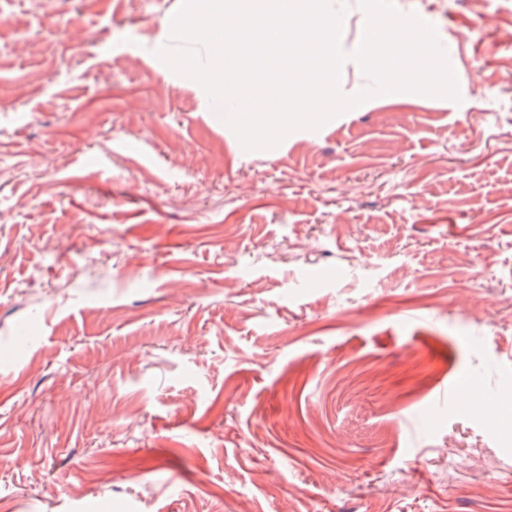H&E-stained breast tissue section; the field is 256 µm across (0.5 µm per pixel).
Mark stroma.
<instances>
[{"instance_id":"stroma-1","label":"stroma","mask_w":512,"mask_h":512,"mask_svg":"<svg viewBox=\"0 0 512 512\" xmlns=\"http://www.w3.org/2000/svg\"><path fill=\"white\" fill-rule=\"evenodd\" d=\"M393 2L460 101L248 150L182 0H0V512H512V0Z\"/></svg>"}]
</instances>
